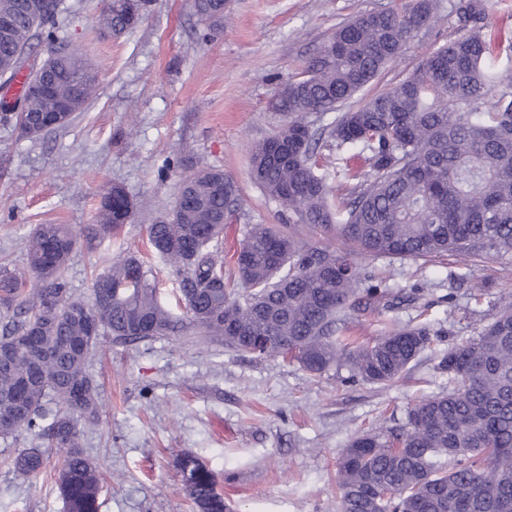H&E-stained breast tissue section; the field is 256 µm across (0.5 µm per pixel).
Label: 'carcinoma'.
<instances>
[{
    "instance_id": "1",
    "label": "carcinoma",
    "mask_w": 512,
    "mask_h": 512,
    "mask_svg": "<svg viewBox=\"0 0 512 512\" xmlns=\"http://www.w3.org/2000/svg\"><path fill=\"white\" fill-rule=\"evenodd\" d=\"M488 0L452 6L460 36L428 53L404 79L355 108L340 107L397 61L407 42L434 21L440 0H403L340 26L301 77L282 83L271 109L284 117L249 150L250 175L288 208L286 224H249L230 258L219 251L224 216L239 199L219 169L182 178L183 200L147 228L151 251L179 277L181 315L161 304L151 266L136 254L115 261L93 284L88 303L72 299L64 272L79 242L92 248L130 222L137 203L121 186L102 198L93 222L38 224L26 240L28 267L0 274V308L24 314L0 331V436L38 432L56 450L66 512H98L99 468L80 446L77 423L100 416L99 385L88 363L103 335L134 344L189 332L257 358L289 357L313 375L333 366L347 380L389 388L432 342L426 326L396 327L362 343L345 331L354 311L390 307V292L370 283L351 254L309 247L303 224L352 243L364 257L512 261V47L501 55L487 23ZM62 0H0V72L23 76L21 56L39 37L56 73L50 94H29L27 112H1L23 125L62 101L69 114L30 139L67 126L96 92L97 74L73 52L54 47ZM228 0H193L204 37L224 24ZM102 21L130 29L127 10L108 0ZM335 112L319 129L307 117ZM336 151L319 162L318 148ZM367 155L370 170L350 165ZM344 192L330 202V177ZM365 288H360V285ZM448 391L426 396L403 426L357 436L336 473V512H512V305L480 334L448 348L439 362ZM56 408L46 406V399ZM189 497L198 512H232L212 472L190 454ZM38 448L20 450L14 472L29 480L47 468Z\"/></svg>"
}]
</instances>
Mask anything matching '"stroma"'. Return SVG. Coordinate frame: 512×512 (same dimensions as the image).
<instances>
[{
  "mask_svg": "<svg viewBox=\"0 0 512 512\" xmlns=\"http://www.w3.org/2000/svg\"><path fill=\"white\" fill-rule=\"evenodd\" d=\"M398 3L231 0L229 20L204 41L191 0H153L145 21L117 35L102 27L99 0H63L55 35L97 73L98 90L67 127L44 138L0 124V270L26 269L35 225L92 223L103 194L122 186L149 206L111 240L74 251L68 287L91 301L94 277L119 255L149 252L148 224L174 207L182 177L202 167L223 169L240 188L224 225L225 255L245 225L283 223L287 209L249 174L250 143L282 123L269 100L340 24ZM451 4L442 0L438 21L417 32L350 107L457 38ZM360 265L392 294L417 298L351 313L353 335L371 341L396 323H427L438 333L390 388L349 382L343 367L314 376L294 360L255 358L201 336L134 345L103 337L89 364L100 417L78 424L81 446L107 482L99 512H193L176 467L181 453L213 472L235 512H336L343 449L364 431L405 423L421 398L447 390L441 353L478 336L512 296V264L496 259L366 258ZM46 446L26 431L0 437V512H65L53 473L23 483L10 465L18 450Z\"/></svg>",
  "mask_w": 512,
  "mask_h": 512,
  "instance_id": "35a3bbf8",
  "label": "stroma"
}]
</instances>
